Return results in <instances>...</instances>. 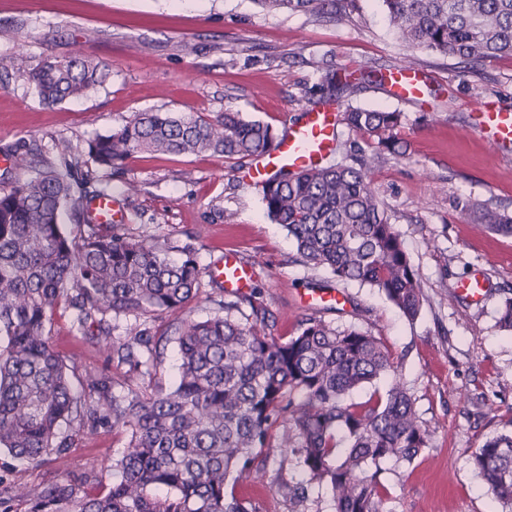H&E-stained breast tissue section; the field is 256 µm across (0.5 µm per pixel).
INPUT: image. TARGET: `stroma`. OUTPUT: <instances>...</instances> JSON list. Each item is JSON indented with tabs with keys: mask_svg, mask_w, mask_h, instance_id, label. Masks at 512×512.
I'll return each instance as SVG.
<instances>
[{
	"mask_svg": "<svg viewBox=\"0 0 512 512\" xmlns=\"http://www.w3.org/2000/svg\"><path fill=\"white\" fill-rule=\"evenodd\" d=\"M336 5L340 17L331 20L267 12L253 0H182L178 8L171 0H0V55L20 49L36 61L82 54L110 71L88 97L50 107L22 74L1 76L0 146L26 142L50 151L66 140L81 147L157 109L211 118L230 108L280 132L318 100L322 64L353 76L356 88L343 105L401 113L396 138L402 152L378 151L375 138L342 124L330 160L357 149L374 156L372 185L423 281L416 320H407L378 289L338 285L329 270L302 262L286 229L267 216L261 190L249 178V159L133 155L123 177L107 183L116 221L129 235L168 244L175 261L190 241L201 267H216L228 252L252 264L273 316L272 335H293L311 314L371 331L391 352L395 379L409 389L432 433L413 462L381 461L385 512H494L493 495L471 457L487 438L512 432V335L497 325L499 291L512 288V237L488 230L481 213L489 207L512 216V159L473 131L472 112L487 98L512 109V57L469 68L409 47L382 0ZM406 63L425 78L419 99L397 100L368 78ZM127 178L140 182L138 196L125 197ZM478 272L488 283L484 300L456 298L457 282ZM315 284L341 288L350 305L341 312L312 305ZM150 327L161 340L156 382L167 388L178 376V323L162 314ZM51 336L77 371L95 368L123 382L124 367L110 360L106 346L79 339L69 313L59 312ZM125 443L124 434L108 428L88 431L75 448L38 467L0 451V480L37 489L67 479L88 492L111 484L112 463ZM299 476L288 449L276 448L263 481L244 474L237 489L259 512H291L277 484Z\"/></svg>",
	"mask_w": 512,
	"mask_h": 512,
	"instance_id": "1",
	"label": "stroma"
}]
</instances>
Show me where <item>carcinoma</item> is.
Instances as JSON below:
<instances>
[{
	"label": "carcinoma",
	"instance_id": "obj_1",
	"mask_svg": "<svg viewBox=\"0 0 512 512\" xmlns=\"http://www.w3.org/2000/svg\"><path fill=\"white\" fill-rule=\"evenodd\" d=\"M336 0H254L263 11L328 13ZM409 45L478 63L512 55V0H382ZM24 73L47 105L84 96L108 69L89 58L22 52L0 55V73ZM349 128L399 153L392 131L401 113L349 109ZM279 140L271 126L227 110L213 119L142 112L82 148L62 141L48 155L25 143L0 147L13 165L0 172V449L27 465L64 455L86 431L127 436L113 462L119 477L85 493L67 481L34 491L0 479V512L24 501L27 512H258L241 500L235 473L265 475L268 448H288L303 478L278 493L296 507L313 485L330 486L335 512H383L379 470L387 458L412 462L430 434L415 399L399 383L385 397L349 402L354 390L396 372L391 353L368 331L309 316L282 340L269 333L261 289L232 291L224 316L179 327V380L165 390L113 392L112 376L84 372L73 390L71 367L50 343L59 310L82 339L104 344L128 367L127 381L153 380L159 366L144 319L179 316L198 295L203 269L196 248L133 239L119 224H99L86 203L107 195L99 173L118 171L135 154L259 157ZM370 159L312 173L282 169L261 187L268 215L294 239L309 265L336 280L367 284L409 320L422 283L400 234L369 180ZM69 213L71 224L61 222ZM484 223L512 236V217L488 208ZM471 462L495 499L512 512V433L487 439Z\"/></svg>",
	"mask_w": 512,
	"mask_h": 512
}]
</instances>
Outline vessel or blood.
Returning <instances> with one entry per match:
<instances>
[{
	"label": "vessel or blood",
	"instance_id": "b4317fda",
	"mask_svg": "<svg viewBox=\"0 0 512 512\" xmlns=\"http://www.w3.org/2000/svg\"><path fill=\"white\" fill-rule=\"evenodd\" d=\"M387 83L392 95L401 100L416 99L422 92L420 70L411 65H402L389 72ZM474 130L496 149L512 147V112L501 109L494 101H481L474 112ZM336 135L334 113L318 109L307 113L301 123L289 126L276 150L260 156L256 178H263L276 168L316 166L326 159ZM213 275L223 280L225 287L241 288L253 278L254 269L230 257L217 266Z\"/></svg>",
	"mask_w": 512,
	"mask_h": 512
}]
</instances>
